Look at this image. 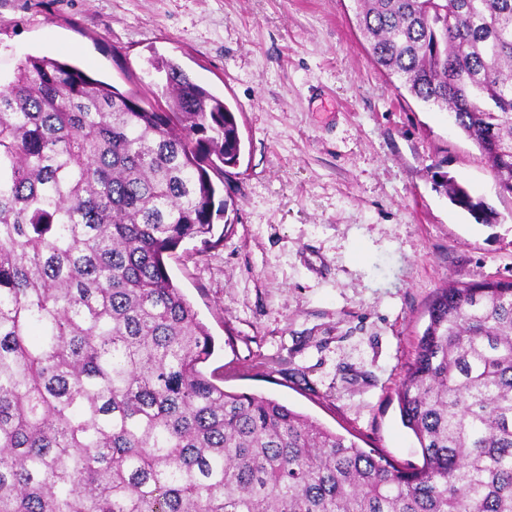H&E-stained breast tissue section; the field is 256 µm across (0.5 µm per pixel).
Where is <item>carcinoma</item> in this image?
<instances>
[{
  "mask_svg": "<svg viewBox=\"0 0 512 512\" xmlns=\"http://www.w3.org/2000/svg\"><path fill=\"white\" fill-rule=\"evenodd\" d=\"M355 2L374 62L511 196L512 0ZM161 68L166 112L45 56L0 83V512H512V280L428 306L397 390L420 468L203 374L212 340L165 259L221 243L242 142L223 100Z\"/></svg>",
  "mask_w": 512,
  "mask_h": 512,
  "instance_id": "obj_1",
  "label": "carcinoma"
}]
</instances>
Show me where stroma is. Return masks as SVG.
Instances as JSON below:
<instances>
[{"label": "stroma", "mask_w": 512, "mask_h": 512, "mask_svg": "<svg viewBox=\"0 0 512 512\" xmlns=\"http://www.w3.org/2000/svg\"><path fill=\"white\" fill-rule=\"evenodd\" d=\"M30 55L157 110L155 64L173 60L232 107V224L166 260L214 343L202 372L421 467L397 388L439 288L512 279V197L447 113L373 62L354 0H0V75ZM438 164L495 225L436 190Z\"/></svg>", "instance_id": "35a3bbf8"}]
</instances>
